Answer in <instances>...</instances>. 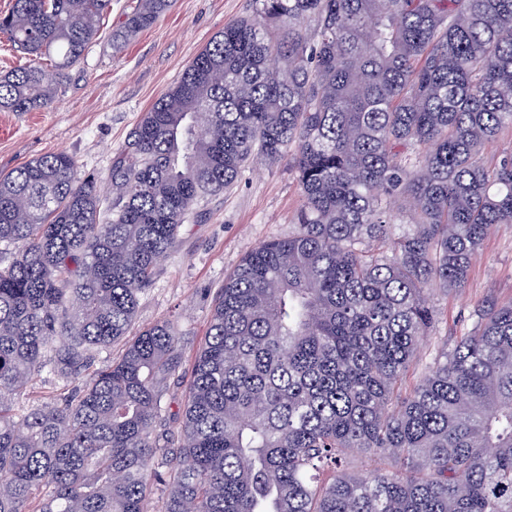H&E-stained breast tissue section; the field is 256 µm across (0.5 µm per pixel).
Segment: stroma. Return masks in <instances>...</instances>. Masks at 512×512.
I'll return each instance as SVG.
<instances>
[{"instance_id": "35a3bbf8", "label": "stroma", "mask_w": 512, "mask_h": 512, "mask_svg": "<svg viewBox=\"0 0 512 512\" xmlns=\"http://www.w3.org/2000/svg\"><path fill=\"white\" fill-rule=\"evenodd\" d=\"M135 3L112 0L99 39L66 74L48 109L22 115L0 111V173L64 151L75 157L78 179L92 176L107 186L112 159L141 114L177 81L216 32L251 12V0H173L153 26L113 44V32ZM300 204L296 176L287 162L271 166L254 159L232 189L195 206L152 286L141 296L136 328L169 319L183 338V358L165 398L172 434L180 432L194 356L205 341L225 278L249 249L292 232ZM431 302L437 322L418 348L423 364L472 329L475 310L489 303H512V224L497 225L488 234L464 287L434 289ZM84 381L81 375L63 380L44 372L19 401L59 403Z\"/></svg>"}]
</instances>
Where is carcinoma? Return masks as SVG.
I'll return each mask as SVG.
<instances>
[{"label": "carcinoma", "mask_w": 512, "mask_h": 512, "mask_svg": "<svg viewBox=\"0 0 512 512\" xmlns=\"http://www.w3.org/2000/svg\"><path fill=\"white\" fill-rule=\"evenodd\" d=\"M171 3L137 0L122 37ZM111 6L12 0L28 64L0 110L47 107ZM505 127L512 0H252L142 113L109 194L66 153L0 174V512H147L155 485L160 512H512V303L416 371L431 291L512 224V149L483 155ZM255 155L289 160L296 230L224 282L177 441L179 331L126 336L194 206ZM45 370L91 374L17 405Z\"/></svg>", "instance_id": "cac0c4a2"}]
</instances>
